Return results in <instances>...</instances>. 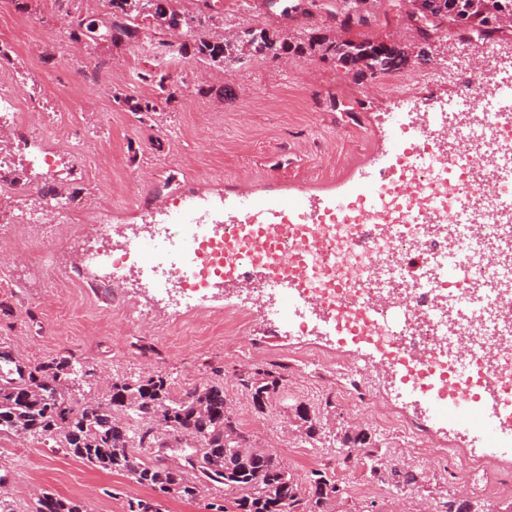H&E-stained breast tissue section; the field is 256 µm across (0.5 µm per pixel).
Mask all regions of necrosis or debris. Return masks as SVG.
<instances>
[{"label": "necrosis or debris", "mask_w": 512, "mask_h": 512, "mask_svg": "<svg viewBox=\"0 0 512 512\" xmlns=\"http://www.w3.org/2000/svg\"><path fill=\"white\" fill-rule=\"evenodd\" d=\"M453 109L474 113L475 122L454 127L449 149L429 122L414 124L403 150L427 154L430 165L408 164L385 184L381 214L347 195L335 223L289 225L281 251L255 252L251 262L271 271L285 267L289 278L306 282L310 303L331 316L335 335L358 337L383 356L403 355L399 373L436 384L464 361L478 369L477 389L495 391L512 385V345L490 357L484 339L512 329L490 320L488 309L499 284L512 279V265H488L481 255L512 251V224L500 217L512 211V104L498 102L477 78ZM374 223L377 234L359 246L363 228ZM118 233L109 215L98 213L96 243L75 276L103 270L121 287L143 255L136 241L113 248ZM153 239L151 261L162 275L155 290L178 288L184 314L238 264L224 230L206 224H167ZM452 259L466 262L463 280L448 279Z\"/></svg>", "instance_id": "1"}]
</instances>
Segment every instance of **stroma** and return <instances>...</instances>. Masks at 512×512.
Returning a JSON list of instances; mask_svg holds the SVG:
<instances>
[{"label":"stroma","mask_w":512,"mask_h":512,"mask_svg":"<svg viewBox=\"0 0 512 512\" xmlns=\"http://www.w3.org/2000/svg\"><path fill=\"white\" fill-rule=\"evenodd\" d=\"M227 33L243 29L294 34L305 27L329 26L336 0H294L288 14L282 0H211ZM409 0H370L366 25L354 39L409 40ZM159 36L143 29L137 43L114 47L73 41L57 0H0V46L12 61L0 63L23 109L7 129L28 144L12 151L10 179L0 183V348L24 363L74 356L104 373L88 380L83 391L109 402L107 378L167 377L172 393L203 384L224 388L241 428L260 447L276 451L295 481L306 485L311 470L338 461L336 431L359 426L371 435L384 462L415 471L418 487L399 490L368 476L366 467L339 471L346 495L333 512H431L447 498L471 499L431 459L407 450L403 439L383 431L374 411L344 402L341 375L322 378L315 367L297 361L303 349L337 348L334 337L317 332L298 336L265 320L248 292L213 290L198 312L175 316L170 301L144 288L140 274L129 277L124 294L128 309L112 304L107 275L69 280L93 245L91 216L111 212L122 235L139 224L157 223L158 210L173 196L195 191L221 205L225 190L249 188L268 195L305 190L314 196H341L358 187L373 158L390 149L393 114L427 111L439 99L454 97L474 78L470 69L449 71V58L461 46L447 30L432 41L434 60L410 58L399 82L386 77L365 81L338 61L288 55L276 60L248 57L228 65L219 81L223 94H200L204 66L189 56L157 53ZM165 71L167 91H159L146 73ZM149 99L148 117L130 112L126 99ZM54 150L62 159L48 167L34 163L39 151ZM57 182L76 190L66 210L42 202L29 241L16 238L11 226L32 204L33 190ZM221 307L249 312L251 320L238 339L205 318ZM145 308L147 319L135 312ZM378 392L383 405L405 417L426 421L433 441L443 448L484 457L487 466L512 472V450L491 448L448 425L431 420L417 397L396 395L398 380L385 367L367 364L360 350L343 348ZM282 365L288 380L257 410L250 392L237 379L247 368ZM308 408L322 423L320 440L306 438L296 416ZM9 481L0 495L17 512H29L38 492L48 490L83 502L89 512H126L131 498L150 497L149 488L127 475L90 467L51 452L36 440L0 436V474Z\"/></svg>","instance_id":"stroma-1"}]
</instances>
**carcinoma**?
<instances>
[{
  "label": "carcinoma",
  "instance_id": "carcinoma-1",
  "mask_svg": "<svg viewBox=\"0 0 512 512\" xmlns=\"http://www.w3.org/2000/svg\"><path fill=\"white\" fill-rule=\"evenodd\" d=\"M107 16H84L71 38L114 46L138 41L145 25H153L162 35L186 21L177 0H108ZM512 19V0H411L408 19L422 21L415 27L420 41L417 52L401 42L354 40L344 31L366 23L351 0H340L331 19L341 34L331 36L307 28L303 36L247 29L231 36L198 31L180 44L179 52L192 54L208 68L221 72L224 66L245 56L276 59L290 52L337 59L358 68L359 75L375 78L401 70L411 55L423 56L426 46L443 24L459 34L480 32L499 35L512 31L504 24ZM72 358L26 365V373L16 365L0 366V433L36 439L52 450L71 456L93 468L124 473L138 484L163 494L175 493L193 500L218 485L224 486V503L210 502L212 512H330L331 504L343 494L335 470L319 468L308 476L309 488L302 491L288 468L276 455L248 444L239 421L228 409L224 387L194 386L175 397L171 383L161 375L117 378L112 381L110 402L76 398L70 386L68 368ZM256 408H265L284 385L286 376L277 369L255 368L239 375ZM123 409L147 422L131 428L116 416ZM305 436L318 439L320 422L304 407L296 408ZM163 415L167 425L159 432L154 424ZM186 432L197 443L168 442L166 431ZM347 449L339 464L347 469L369 465L370 476L383 484L404 489L418 482L416 474L382 462L373 449L371 436L362 429H346L339 436ZM157 448L179 455L184 464L171 468L145 451ZM32 512H87L79 501L44 491ZM127 512H161L153 499H130Z\"/></svg>",
  "mask_w": 512,
  "mask_h": 512
}]
</instances>
